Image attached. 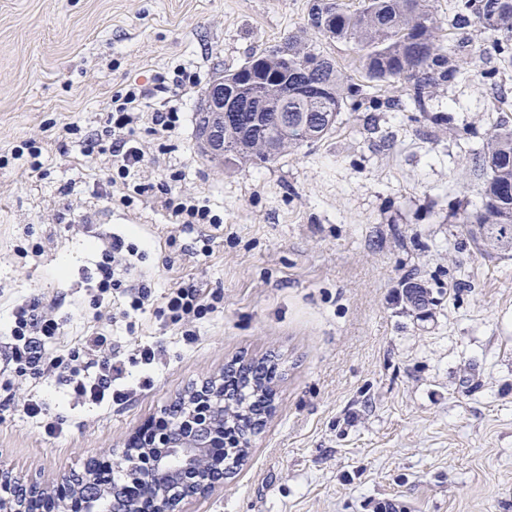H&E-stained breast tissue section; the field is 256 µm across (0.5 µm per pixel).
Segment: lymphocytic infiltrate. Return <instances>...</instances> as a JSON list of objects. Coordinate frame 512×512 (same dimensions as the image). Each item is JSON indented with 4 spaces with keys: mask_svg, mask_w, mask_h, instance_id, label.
<instances>
[{
    "mask_svg": "<svg viewBox=\"0 0 512 512\" xmlns=\"http://www.w3.org/2000/svg\"><path fill=\"white\" fill-rule=\"evenodd\" d=\"M199 82L196 71L180 65L175 67L173 79L160 76L154 84L129 85L116 91L112 96L107 126L86 135L87 153L108 156L113 179L133 183L134 195L148 192L152 188L135 181L145 162V152L137 134L140 123L146 118L143 112L165 86L178 89ZM180 180V173L174 172L168 181L153 188L175 223L187 227L196 224L220 227L222 219L219 215L196 198L177 191ZM124 247V240L116 237L99 249L96 293L92 299L94 308H101L117 293L128 296L131 308L136 311L144 309L153 300L151 283L136 278L132 263L123 256ZM213 310L210 294L189 283L166 295L163 313L176 325L191 318H203ZM60 333L55 316L38 298L23 301L12 311L6 341L0 346V367L20 373L30 370L57 378L59 383L69 386L71 399L79 403L97 405L129 400L131 392L123 386L126 366L113 352L111 337L98 332L85 337L76 346L60 349L55 345Z\"/></svg>",
    "mask_w": 512,
    "mask_h": 512,
    "instance_id": "1",
    "label": "lymphocytic infiltrate"
}]
</instances>
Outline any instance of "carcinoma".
I'll use <instances>...</instances> for the list:
<instances>
[{"label":"carcinoma","mask_w":512,"mask_h":512,"mask_svg":"<svg viewBox=\"0 0 512 512\" xmlns=\"http://www.w3.org/2000/svg\"><path fill=\"white\" fill-rule=\"evenodd\" d=\"M486 35L483 54L497 66L481 71L483 81L496 85L500 70L512 68V0H454L449 28L457 41H469L466 28ZM442 21L431 0H313L306 24L261 53L250 55L224 79L240 84L253 100L240 123L224 124L229 153L224 166L268 164L292 148L327 139L338 115L348 109H402L427 112L437 89L468 74L471 62L448 51L440 42ZM321 35L356 46L357 70L377 85L403 81L406 100L373 96L365 85L353 82L334 58L311 38ZM292 112L288 130L275 128L274 115ZM475 166L485 179L481 205L460 215L462 228L475 249L488 255L512 258V129L500 123L472 149ZM276 363L266 359L241 367L238 387L224 394V428L238 436V448H227L224 461L245 459L250 435L261 426L263 413L273 408Z\"/></svg>","instance_id":"1"}]
</instances>
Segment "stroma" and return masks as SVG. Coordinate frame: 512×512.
<instances>
[{
  "instance_id": "obj_1",
  "label": "stroma",
  "mask_w": 512,
  "mask_h": 512,
  "mask_svg": "<svg viewBox=\"0 0 512 512\" xmlns=\"http://www.w3.org/2000/svg\"><path fill=\"white\" fill-rule=\"evenodd\" d=\"M311 3L0 0V323L39 296L59 345L112 336L136 389L107 407L74 405L52 378L0 386V465L17 477L65 484L228 363L268 358L281 372L271 415L236 473L186 512H512V259L480 255L460 228L484 181L470 143L417 112L358 110L268 164L227 168L197 144L213 78L303 26ZM180 64L200 83L151 100L183 120L166 139L143 135L141 180L181 171L178 190L223 215L191 233L153 194L114 203L106 161L60 137L73 122L102 128L116 90ZM490 65L435 96L480 133L512 128V69L493 88ZM29 140L37 172L17 153ZM98 236L138 247L156 299L192 282L221 295L218 309L180 328L119 297L95 318ZM414 283L426 308L403 295ZM145 343L161 351L146 376L132 362ZM33 395L61 435L25 414Z\"/></svg>"
}]
</instances>
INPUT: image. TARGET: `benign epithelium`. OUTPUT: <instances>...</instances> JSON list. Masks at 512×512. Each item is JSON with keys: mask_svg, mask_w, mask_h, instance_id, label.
<instances>
[{"mask_svg": "<svg viewBox=\"0 0 512 512\" xmlns=\"http://www.w3.org/2000/svg\"><path fill=\"white\" fill-rule=\"evenodd\" d=\"M247 101L240 100L224 79L214 82L206 92L202 105L201 142L212 156H224V121L237 120ZM194 406L174 428H159L144 443H133L121 456L129 457V471L136 481L149 487L152 512H183L182 503L210 493L219 482L209 458L208 449L222 439L215 433V411L224 407V389L217 381H209L191 393ZM98 466L89 463L71 484L75 495L84 494L87 485L99 482ZM178 484L181 494L170 495L165 481ZM0 487L9 496L0 497V512H40L48 489L37 484H23L0 466ZM109 512H142L143 505L123 494L119 486L107 485Z\"/></svg>", "mask_w": 512, "mask_h": 512, "instance_id": "obj_1", "label": "benign epithelium"}]
</instances>
